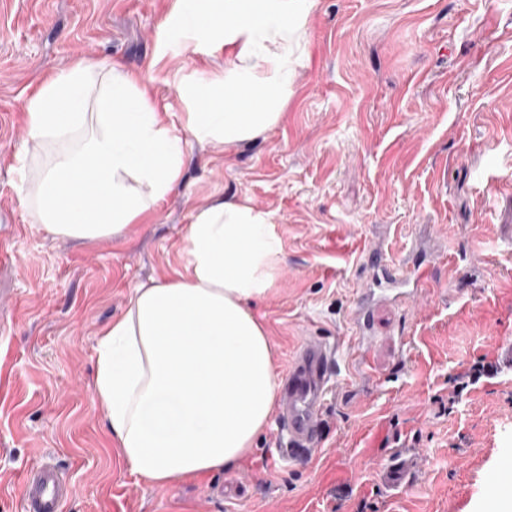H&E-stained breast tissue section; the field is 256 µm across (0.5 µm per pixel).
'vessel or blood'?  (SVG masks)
Here are the masks:
<instances>
[{
    "mask_svg": "<svg viewBox=\"0 0 512 512\" xmlns=\"http://www.w3.org/2000/svg\"><path fill=\"white\" fill-rule=\"evenodd\" d=\"M366 267L375 275L363 288L354 313L361 357H368L373 340L372 326L377 302L403 296L406 284L429 285L432 270L412 262L398 264L383 250L365 257ZM336 350L319 338L304 341L288 366L281 387L275 419L278 451L285 460L310 459L321 442L323 408L333 391ZM415 462L408 449H398L382 470L387 488L408 482ZM489 498L512 496V456L501 457L487 479ZM74 487L67 474L46 461L31 463L24 472L20 490V512H63Z\"/></svg>",
    "mask_w": 512,
    "mask_h": 512,
    "instance_id": "b4317fda",
    "label": "vessel or blood"
}]
</instances>
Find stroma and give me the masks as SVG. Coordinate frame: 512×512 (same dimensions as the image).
Listing matches in <instances>:
<instances>
[{
  "label": "stroma",
  "instance_id": "obj_1",
  "mask_svg": "<svg viewBox=\"0 0 512 512\" xmlns=\"http://www.w3.org/2000/svg\"><path fill=\"white\" fill-rule=\"evenodd\" d=\"M175 0H0V512L49 457L65 512H485L512 452V0H317L285 117L234 147L188 140L180 184L119 238L48 233L25 204L52 151L22 100L78 61L143 71L183 123L177 81L224 79V54L164 44ZM270 214L281 270L259 308L278 376L309 337L338 349L336 393L311 462L283 463L274 429L238 465L166 487L138 480L95 401L99 330L137 284L183 261L193 214L218 197ZM431 256L439 287L375 311L368 362L353 312L363 256ZM498 362L452 412L448 379ZM417 472L384 487L392 449ZM487 496L490 499L511 498L512 496V456L501 457L487 479Z\"/></svg>",
  "mask_w": 512,
  "mask_h": 512
}]
</instances>
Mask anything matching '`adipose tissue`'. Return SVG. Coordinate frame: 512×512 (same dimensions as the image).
<instances>
[{
  "instance_id": "1",
  "label": "adipose tissue",
  "mask_w": 512,
  "mask_h": 512,
  "mask_svg": "<svg viewBox=\"0 0 512 512\" xmlns=\"http://www.w3.org/2000/svg\"><path fill=\"white\" fill-rule=\"evenodd\" d=\"M316 0H175L164 42L223 49L224 80L195 78L182 124L144 77L81 62L23 100L29 139L55 147L29 205L50 234L96 239L137 223L179 183L187 139L251 140L282 119ZM174 274L133 288L98 334L93 392L137 479L160 486L245 459L278 390L256 305L282 262L267 213L218 201L193 214Z\"/></svg>"
}]
</instances>
